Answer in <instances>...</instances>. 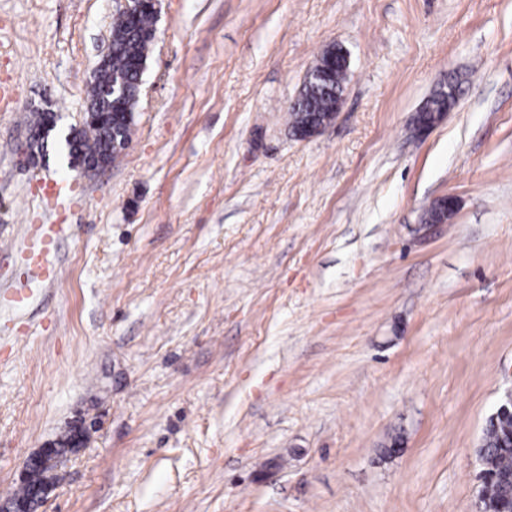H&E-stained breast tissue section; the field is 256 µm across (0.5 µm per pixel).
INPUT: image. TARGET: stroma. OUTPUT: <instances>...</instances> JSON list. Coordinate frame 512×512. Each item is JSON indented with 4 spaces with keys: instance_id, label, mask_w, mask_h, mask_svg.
Masks as SVG:
<instances>
[{
    "instance_id": "obj_1",
    "label": "stroma",
    "mask_w": 512,
    "mask_h": 512,
    "mask_svg": "<svg viewBox=\"0 0 512 512\" xmlns=\"http://www.w3.org/2000/svg\"><path fill=\"white\" fill-rule=\"evenodd\" d=\"M118 7L0 0V502L80 425L37 512H478L512 387V0H159L130 146L87 172L64 138ZM332 45L342 108L297 140ZM441 100L440 110H436L425 103L415 113L413 122L418 135L423 136L433 129L456 103V101L453 103L451 99H448L447 103L445 96H441Z\"/></svg>"
}]
</instances>
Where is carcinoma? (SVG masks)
<instances>
[{
	"mask_svg": "<svg viewBox=\"0 0 512 512\" xmlns=\"http://www.w3.org/2000/svg\"><path fill=\"white\" fill-rule=\"evenodd\" d=\"M153 19L154 12L143 9L133 22L121 15L113 22L112 54L104 69L94 77L87 104L90 110L103 113L111 111L113 115L91 133L72 130V137L66 142L71 165L86 170L90 168V162L98 158L112 164L123 152V144L131 140L135 125L133 114L140 95L133 64L137 59H148L155 39ZM345 80V71L334 69L326 78L312 79L305 84L291 108L292 133L303 129L314 113L330 111L336 91L342 88ZM54 119L51 112L35 113L33 146L42 147L41 132ZM479 451L483 454L481 472L485 475L490 477L512 469V419L497 422L487 419ZM47 476L57 478V475L50 474V470L33 466V478L21 485L11 501L23 504V512H34L40 504L35 486Z\"/></svg>",
	"mask_w": 512,
	"mask_h": 512,
	"instance_id": "carcinoma-1",
	"label": "carcinoma"
}]
</instances>
